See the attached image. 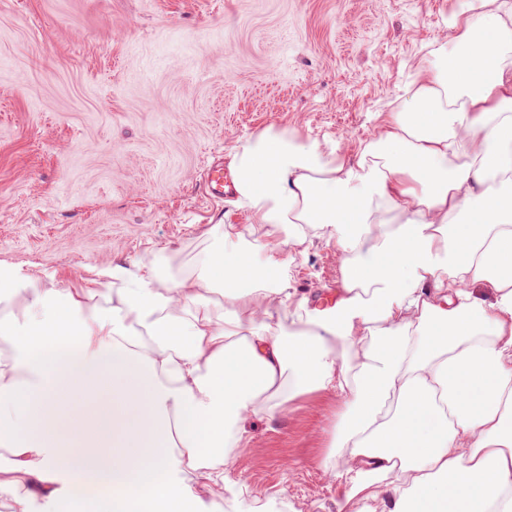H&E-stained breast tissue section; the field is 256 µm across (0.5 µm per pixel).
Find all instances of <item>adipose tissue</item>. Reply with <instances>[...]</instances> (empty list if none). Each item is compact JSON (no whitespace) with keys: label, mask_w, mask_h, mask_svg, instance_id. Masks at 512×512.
Here are the masks:
<instances>
[{"label":"adipose tissue","mask_w":512,"mask_h":512,"mask_svg":"<svg viewBox=\"0 0 512 512\" xmlns=\"http://www.w3.org/2000/svg\"><path fill=\"white\" fill-rule=\"evenodd\" d=\"M356 158L297 131L231 156L234 208L176 275L145 253L97 302L0 268V494L94 512H199L253 415L339 396L337 512H512V0H467ZM336 242L327 306L260 252ZM293 316L296 330L283 328Z\"/></svg>","instance_id":"obj_1"}]
</instances>
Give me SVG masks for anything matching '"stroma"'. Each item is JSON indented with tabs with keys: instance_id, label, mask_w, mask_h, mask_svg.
I'll use <instances>...</instances> for the list:
<instances>
[{
	"instance_id": "1",
	"label": "stroma",
	"mask_w": 512,
	"mask_h": 512,
	"mask_svg": "<svg viewBox=\"0 0 512 512\" xmlns=\"http://www.w3.org/2000/svg\"><path fill=\"white\" fill-rule=\"evenodd\" d=\"M462 0H0V266L82 296L146 252L188 270L250 216L207 186L240 140L287 127L354 157L448 37ZM319 302L342 255L288 248ZM331 393L250 417L227 483L258 512H336Z\"/></svg>"
}]
</instances>
